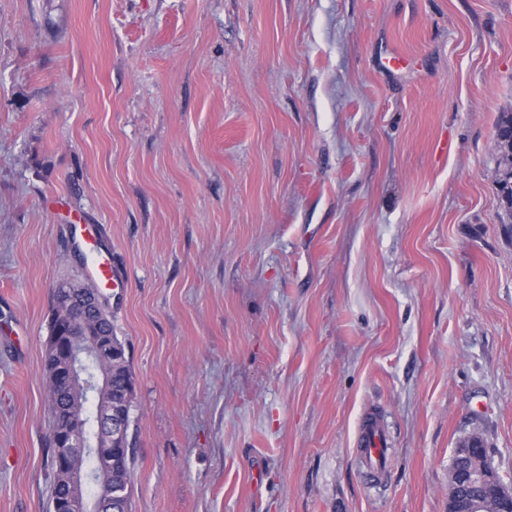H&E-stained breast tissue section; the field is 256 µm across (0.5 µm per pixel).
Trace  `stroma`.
I'll use <instances>...</instances> for the list:
<instances>
[{"mask_svg":"<svg viewBox=\"0 0 512 512\" xmlns=\"http://www.w3.org/2000/svg\"><path fill=\"white\" fill-rule=\"evenodd\" d=\"M510 111L512 0H0V512L51 510L49 320L92 261L132 512H448L471 434L512 483ZM499 148L496 152V183L498 186V199L500 206L512 215V141L510 143L498 142ZM511 181V183H510ZM511 185L510 195L506 188ZM356 446L366 477L375 478L385 470L389 460V442L376 413L370 412L361 418Z\"/></svg>","mask_w":512,"mask_h":512,"instance_id":"35a3bbf8","label":"stroma"}]
</instances>
